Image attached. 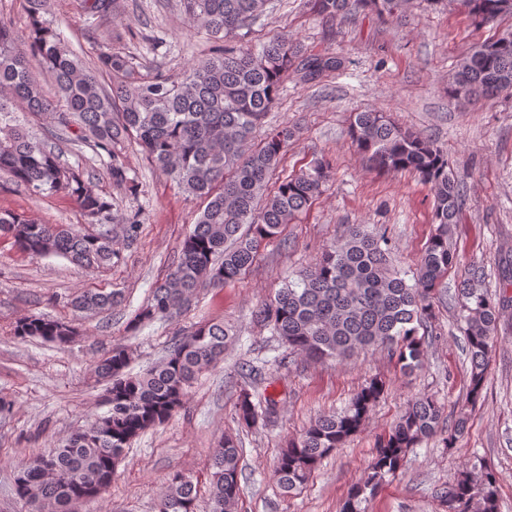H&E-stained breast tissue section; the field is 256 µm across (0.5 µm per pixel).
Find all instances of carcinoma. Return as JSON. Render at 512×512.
Listing matches in <instances>:
<instances>
[{
  "label": "carcinoma",
  "mask_w": 512,
  "mask_h": 512,
  "mask_svg": "<svg viewBox=\"0 0 512 512\" xmlns=\"http://www.w3.org/2000/svg\"><path fill=\"white\" fill-rule=\"evenodd\" d=\"M269 0H181L189 27L208 36V55L177 80L162 73L142 74L130 55L114 50L85 65L64 46L50 18L52 0H27V32L16 34L0 21V173L35 195L64 192L99 225L94 232L69 224H43L22 215L0 212V234L9 235L26 253L60 256L77 267L104 268L119 258L112 226L128 244L139 236L142 211L120 213L112 197L96 192L80 166L62 161L58 144L90 148L112 184L137 195L121 145L134 138L142 154L188 195L206 201L205 209L182 242L180 255L153 290L135 322L173 317L205 287L234 282L255 263L262 244L308 209L332 177V166L316 158L298 173L266 192L269 176L288 152L292 132L269 133L262 145L248 146L251 134L278 101L282 78L293 70L300 81H319L341 70L344 59L329 52L304 53L277 32L261 49L243 43L265 12ZM414 0H311L326 19L370 11L393 18ZM478 26L512 15V0H457ZM87 13L108 18L116 0H83ZM55 83L58 99L45 97L36 73ZM110 85L101 83L102 77ZM512 89V33L474 45L448 84L455 99L471 103ZM49 121L41 137L18 123V109ZM351 135L357 151L383 172L410 169L434 195L436 227L422 250L414 283L409 284L391 261L388 238L353 224L348 232L297 278L261 304L254 321L271 328L288 347L310 359H345L372 346H383L400 369L419 366L425 339L419 326L432 318L431 295L453 264L448 246L452 225L464 206L463 188L447 157L430 140L401 128L377 110L355 113ZM473 272L461 283L458 319L470 359L469 393L480 396L497 339L498 323L512 302V279L496 296L478 287ZM121 302L117 291H82L71 298L74 312L91 314ZM21 340L75 341L70 324L25 316L14 325ZM222 322H207L171 343L167 357L143 374H129L130 354L114 346L96 365L108 382V411L85 424L78 438L69 437L48 452L51 469L40 458L17 464L16 498L28 508L70 512L73 504L103 498L116 466L140 433L167 421L182 407L188 388L224 358L232 341ZM374 380L362 387L341 413L320 415L298 437L280 449L275 475L287 492L301 488L317 464L343 445L363 425L382 392ZM237 416L246 427L267 422L278 402L258 390L238 395ZM444 410L433 398L408 406L394 428L382 436L373 461L344 501L341 512H366L363 504L386 478L395 475L409 449L439 431ZM467 431L460 411L448 425L445 445L457 447ZM240 448L224 435L209 462L211 512H237L240 498ZM444 512H498V482L483 462L462 468L440 492ZM197 483L184 473L167 481L158 512H195Z\"/></svg>",
  "instance_id": "carcinoma-1"
}]
</instances>
